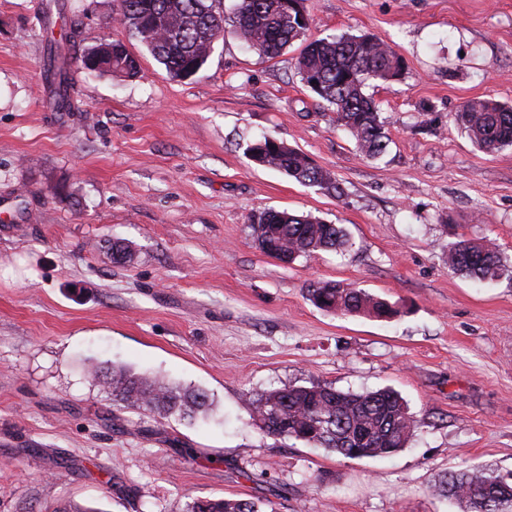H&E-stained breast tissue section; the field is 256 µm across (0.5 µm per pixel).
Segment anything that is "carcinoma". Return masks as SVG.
<instances>
[{
  "instance_id": "carcinoma-1",
  "label": "carcinoma",
  "mask_w": 512,
  "mask_h": 512,
  "mask_svg": "<svg viewBox=\"0 0 512 512\" xmlns=\"http://www.w3.org/2000/svg\"><path fill=\"white\" fill-rule=\"evenodd\" d=\"M304 0H237L234 31L249 47L268 57H278L294 42L302 41L298 70L303 83L314 75L311 91L336 112V123L347 128L358 149L376 158L387 148L388 136L374 99L365 94L370 79L388 81L404 67L403 59L388 45L369 36H345L308 40L309 17ZM122 23L173 79L198 74L206 65L213 42L224 33L223 0H120ZM57 106L72 109L73 62L100 76L133 78L140 73L138 59L121 41L88 48L73 59L52 55ZM457 120L481 149L493 152L512 146V106L492 100H469ZM261 159L267 167L295 181L328 191H339L331 173L303 152L283 150L264 141ZM257 247L275 251L294 261L305 254L336 251L348 244L342 227L286 210L265 209L254 216ZM509 267L491 241L463 239L448 248V268L464 277L494 280ZM318 308L343 315L362 314L388 318L394 310L385 300L361 288L336 282H316L307 289ZM110 391L112 400L126 407L195 421L211 406L206 392L162 385L124 368L92 370ZM246 407L266 436L301 441L326 448L348 458L386 457L405 447L423 425L409 413L400 394L391 388L340 391L331 386H289L246 395ZM436 491L458 500L464 512H512V472L495 468L450 473ZM187 512H262L261 502L233 498H197Z\"/></svg>"
}]
</instances>
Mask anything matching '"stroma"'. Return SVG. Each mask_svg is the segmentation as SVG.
<instances>
[{
	"mask_svg": "<svg viewBox=\"0 0 512 512\" xmlns=\"http://www.w3.org/2000/svg\"><path fill=\"white\" fill-rule=\"evenodd\" d=\"M72 56L122 40L132 79L74 70L55 108L46 35ZM309 34L369 35L404 60L369 81L389 143L371 159L301 81L300 44L268 59L232 26L174 80L121 25L119 0H0V512H186L202 498L275 512H463L431 491L465 468L512 470V276L448 269L460 237L512 260V147L457 123L512 105V0H308ZM268 135L342 194L253 163ZM267 208L343 227L349 245L285 265L256 248ZM133 251L112 260V243ZM351 284L387 319L323 311L310 284ZM124 366L214 406L191 423L117 405L85 372ZM390 387L423 425L385 458L263 436L243 400L284 386ZM456 116L479 148L493 152L512 146V106L469 100Z\"/></svg>",
	"mask_w": 512,
	"mask_h": 512,
	"instance_id": "1",
	"label": "stroma"
}]
</instances>
